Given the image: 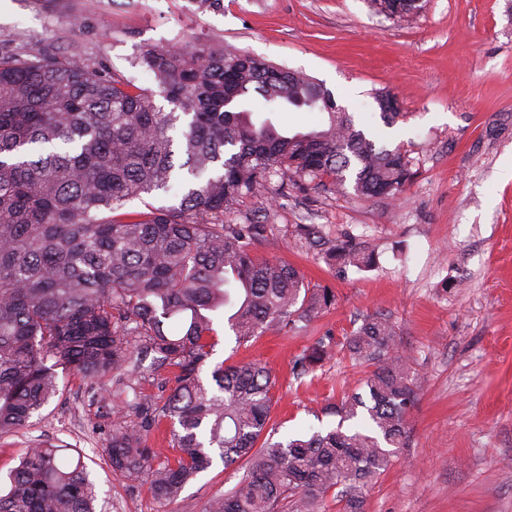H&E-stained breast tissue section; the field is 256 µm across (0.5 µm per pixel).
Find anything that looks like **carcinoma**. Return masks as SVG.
Listing matches in <instances>:
<instances>
[{"mask_svg": "<svg viewBox=\"0 0 512 512\" xmlns=\"http://www.w3.org/2000/svg\"><path fill=\"white\" fill-rule=\"evenodd\" d=\"M139 64L157 91L112 76L77 44L63 55L0 53V434L24 428L57 396L58 370L110 376L112 406L129 418L112 427V472L144 480L158 503L175 502L217 457L248 468L207 512H327L329 500L364 512V487L405 444L419 390L393 323L370 318L346 337L351 359L371 370L366 395L331 409L335 427L274 441V377L260 363H212V315L231 309L229 330L248 342L336 304L332 289L252 256L263 225L224 223L265 173L329 175L374 199L405 186V154L356 129L308 76L236 48L152 45ZM250 100L267 111L317 110L323 128L290 136L258 125ZM376 101L393 124L397 99ZM172 189L173 205L123 211L134 197ZM329 259L341 269L375 263L348 240ZM332 352L316 342L296 360L299 373ZM147 360L175 375L162 403L127 377ZM164 422L172 453L161 461L147 439ZM0 512H96L83 458L52 443L20 449L0 480Z\"/></svg>", "mask_w": 512, "mask_h": 512, "instance_id": "obj_1", "label": "carcinoma"}]
</instances>
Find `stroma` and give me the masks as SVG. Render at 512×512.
<instances>
[{
    "mask_svg": "<svg viewBox=\"0 0 512 512\" xmlns=\"http://www.w3.org/2000/svg\"><path fill=\"white\" fill-rule=\"evenodd\" d=\"M83 23L72 28L71 17ZM231 46L322 84L356 128L401 147L410 179L396 197L363 200L289 169L267 174L224 214L261 224L259 260L298 269L334 289L318 318L244 344L219 335L215 361L266 364L277 378L279 437L336 425L330 408L365 390L364 369L339 344L365 319L392 321L403 359L422 381L398 459L366 488L365 512H512V0H425L389 18L372 0H0V50L67 52L80 43L115 76L153 88L138 56L148 45ZM401 116L380 118L376 96ZM288 134L321 129L322 113L252 114ZM313 225L316 243L301 228ZM351 239L375 252L366 271L338 272L327 252ZM334 357L306 375L294 365L322 337ZM117 419L106 393L76 375L25 428L0 436V474L32 441L82 452L99 512H206L244 465L214 462L180 498L160 505L144 482L113 474L106 444Z\"/></svg>",
    "mask_w": 512,
    "mask_h": 512,
    "instance_id": "obj_1",
    "label": "stroma"
}]
</instances>
